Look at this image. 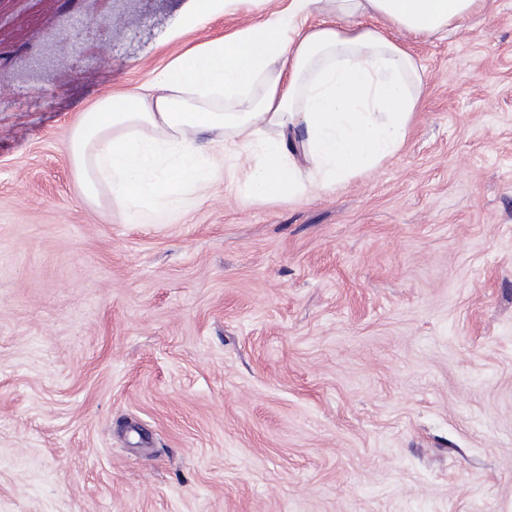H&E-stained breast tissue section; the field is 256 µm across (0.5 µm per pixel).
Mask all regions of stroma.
I'll list each match as a JSON object with an SVG mask.
<instances>
[{
    "label": "stroma",
    "instance_id": "obj_1",
    "mask_svg": "<svg viewBox=\"0 0 512 512\" xmlns=\"http://www.w3.org/2000/svg\"><path fill=\"white\" fill-rule=\"evenodd\" d=\"M284 5L0 0V512H512V0L405 38L422 107L370 173L256 199L228 158L162 224L80 197L81 112ZM196 7L194 12L189 15L185 22V29H193L200 26L202 23L207 21L210 17L214 16L218 12L225 10L228 6L235 2L243 0H195Z\"/></svg>",
    "mask_w": 512,
    "mask_h": 512
}]
</instances>
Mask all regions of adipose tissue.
<instances>
[{
    "instance_id": "obj_1",
    "label": "adipose tissue",
    "mask_w": 512,
    "mask_h": 512,
    "mask_svg": "<svg viewBox=\"0 0 512 512\" xmlns=\"http://www.w3.org/2000/svg\"><path fill=\"white\" fill-rule=\"evenodd\" d=\"M482 3L290 0L187 50L151 84L81 112L66 145L80 196L140 223L163 221L223 168L217 143L253 159L256 197L295 199L372 172L404 144L423 85L414 56L363 19L443 36Z\"/></svg>"
}]
</instances>
